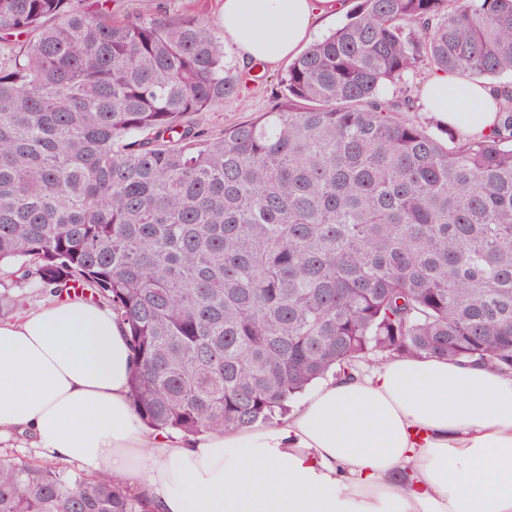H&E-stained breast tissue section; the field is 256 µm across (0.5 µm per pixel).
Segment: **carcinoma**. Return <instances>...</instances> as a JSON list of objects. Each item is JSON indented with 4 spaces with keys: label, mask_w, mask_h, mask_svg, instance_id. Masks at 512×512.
<instances>
[{
    "label": "carcinoma",
    "mask_w": 512,
    "mask_h": 512,
    "mask_svg": "<svg viewBox=\"0 0 512 512\" xmlns=\"http://www.w3.org/2000/svg\"><path fill=\"white\" fill-rule=\"evenodd\" d=\"M0 0V264L125 327L153 431L253 427L309 385L394 356L512 372V86L443 143L422 69L512 74V0H357L209 137L239 93L192 15ZM0 512H150L114 474L0 461Z\"/></svg>",
    "instance_id": "obj_1"
}]
</instances>
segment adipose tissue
Masks as SVG:
<instances>
[{
    "instance_id": "adipose-tissue-1",
    "label": "adipose tissue",
    "mask_w": 512,
    "mask_h": 512,
    "mask_svg": "<svg viewBox=\"0 0 512 512\" xmlns=\"http://www.w3.org/2000/svg\"><path fill=\"white\" fill-rule=\"evenodd\" d=\"M342 0H223L242 64L276 67ZM421 103L478 136L490 88L438 74ZM129 345L109 309L62 301L0 321V437L110 472L154 512H512V374L442 357L393 358L318 386L268 428L185 447L133 412Z\"/></svg>"
}]
</instances>
